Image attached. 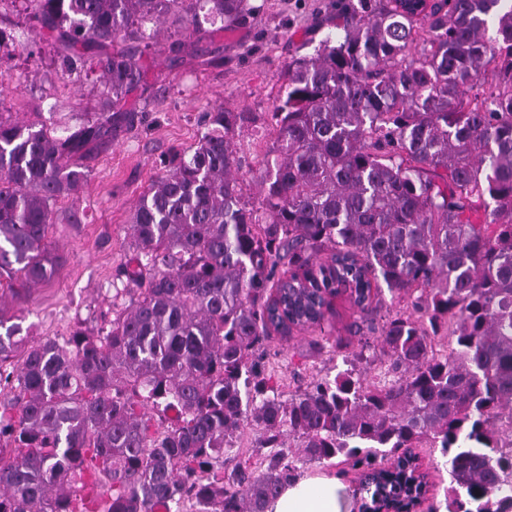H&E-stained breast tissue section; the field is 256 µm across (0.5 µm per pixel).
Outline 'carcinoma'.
Returning a JSON list of instances; mask_svg holds the SVG:
<instances>
[{
    "label": "carcinoma",
    "instance_id": "carcinoma-1",
    "mask_svg": "<svg viewBox=\"0 0 512 512\" xmlns=\"http://www.w3.org/2000/svg\"><path fill=\"white\" fill-rule=\"evenodd\" d=\"M26 2L61 71L96 65L112 100L66 135L0 116V277L20 288L57 265L47 229L87 181L78 161L134 123L142 24H194L200 3L214 24L248 16L245 0ZM336 28L288 61L260 208L233 141L251 113L216 106L135 205L109 326L61 345L0 313V512H265L340 457L408 504L384 461L422 445L448 472L429 512H512V0H358ZM341 277L355 343L323 326ZM383 284L407 302L367 356ZM294 327L344 368L285 398L261 360Z\"/></svg>",
    "mask_w": 512,
    "mask_h": 512
}]
</instances>
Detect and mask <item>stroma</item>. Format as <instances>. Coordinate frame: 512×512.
<instances>
[{
	"instance_id": "stroma-1",
	"label": "stroma",
	"mask_w": 512,
	"mask_h": 512,
	"mask_svg": "<svg viewBox=\"0 0 512 512\" xmlns=\"http://www.w3.org/2000/svg\"><path fill=\"white\" fill-rule=\"evenodd\" d=\"M342 2L250 0L257 14L221 30L203 12L189 28L173 16L161 26L141 28L143 86L124 99L137 119L87 160L89 179L74 196L57 201L58 220L47 231V243L60 258L54 273L19 294L0 280V310L20 318L24 335L61 342L77 327L92 329L111 318L116 270L134 254V205L164 174L172 150L194 147L204 113L215 106L258 118L236 130L234 140L243 161L244 196L259 204L256 176L274 140L269 114L283 93L284 70L292 57L313 53L322 40L336 37V7ZM0 23L15 35L13 44L0 48V114L60 130L90 119L106 92L99 71L62 74L53 43L35 35L28 22L24 0H0ZM177 39L206 48V55L169 66L164 50ZM73 213L78 223H69ZM313 335L296 329L273 338L264 363L284 386L296 387L302 378L335 366L328 354L301 358Z\"/></svg>"
}]
</instances>
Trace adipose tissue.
<instances>
[{
	"instance_id": "adipose-tissue-1",
	"label": "adipose tissue",
	"mask_w": 512,
	"mask_h": 512,
	"mask_svg": "<svg viewBox=\"0 0 512 512\" xmlns=\"http://www.w3.org/2000/svg\"><path fill=\"white\" fill-rule=\"evenodd\" d=\"M266 512H344L341 487L332 477L299 479L285 485Z\"/></svg>"
}]
</instances>
